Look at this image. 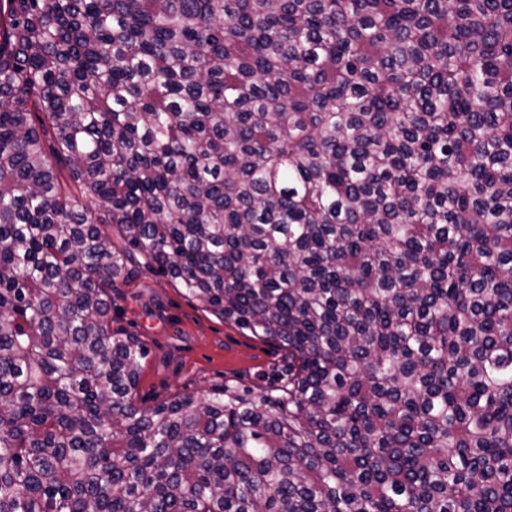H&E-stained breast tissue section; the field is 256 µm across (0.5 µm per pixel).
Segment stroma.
Masks as SVG:
<instances>
[{"instance_id": "35a3bbf8", "label": "stroma", "mask_w": 512, "mask_h": 512, "mask_svg": "<svg viewBox=\"0 0 512 512\" xmlns=\"http://www.w3.org/2000/svg\"><path fill=\"white\" fill-rule=\"evenodd\" d=\"M112 316L114 328L138 336L148 349L138 388L144 405L222 387L272 394L288 376L284 350L225 321L144 259L116 282Z\"/></svg>"}]
</instances>
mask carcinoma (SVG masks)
I'll list each match as a JSON object with an SVG mask.
<instances>
[{"mask_svg": "<svg viewBox=\"0 0 512 512\" xmlns=\"http://www.w3.org/2000/svg\"><path fill=\"white\" fill-rule=\"evenodd\" d=\"M136 254L276 399L140 405ZM0 512H512V0H0Z\"/></svg>", "mask_w": 512, "mask_h": 512, "instance_id": "cac0c4a2", "label": "carcinoma"}]
</instances>
